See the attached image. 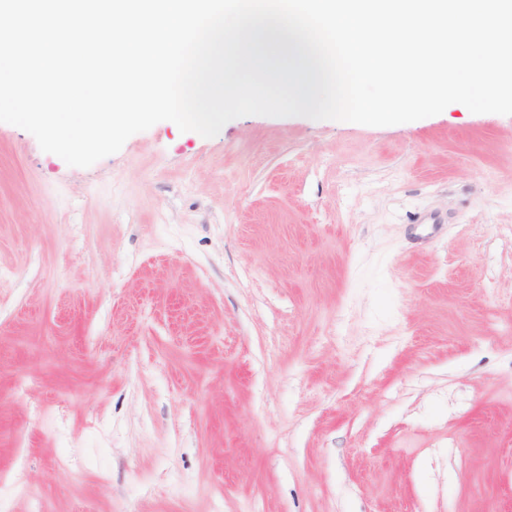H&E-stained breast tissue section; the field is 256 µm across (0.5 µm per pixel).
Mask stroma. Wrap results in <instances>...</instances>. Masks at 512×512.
Here are the masks:
<instances>
[{"mask_svg": "<svg viewBox=\"0 0 512 512\" xmlns=\"http://www.w3.org/2000/svg\"><path fill=\"white\" fill-rule=\"evenodd\" d=\"M512 512V115L0 123V512Z\"/></svg>", "mask_w": 512, "mask_h": 512, "instance_id": "stroma-1", "label": "stroma"}]
</instances>
